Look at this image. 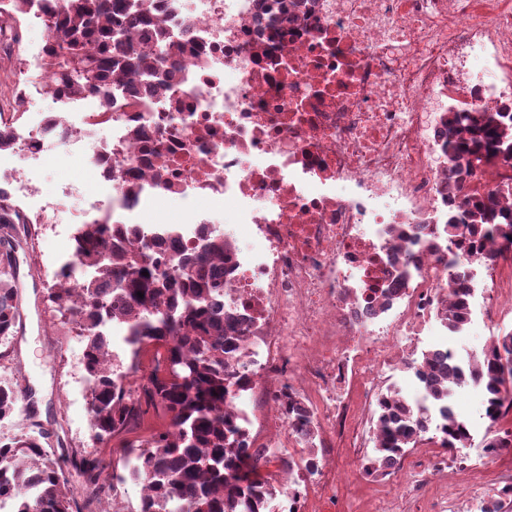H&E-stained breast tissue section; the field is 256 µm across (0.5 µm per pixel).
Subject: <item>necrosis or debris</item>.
I'll use <instances>...</instances> for the list:
<instances>
[{
	"instance_id": "necrosis-or-debris-1",
	"label": "necrosis or debris",
	"mask_w": 512,
	"mask_h": 512,
	"mask_svg": "<svg viewBox=\"0 0 512 512\" xmlns=\"http://www.w3.org/2000/svg\"><path fill=\"white\" fill-rule=\"evenodd\" d=\"M174 36L163 97L125 85L55 93L53 115L0 133L25 161L0 203L20 224H53L58 199L36 204L27 169L57 149L81 156L108 192L86 215L124 224L122 243L172 237L181 251L220 232L231 211L226 307L241 320L235 365L267 408L259 445L303 444L282 402L301 396L323 435L355 419L351 394L378 369L408 368L405 342L431 329L478 268L512 290V253L486 236L450 245L444 226L459 137L453 112H512V0H156ZM168 198L176 222L149 213ZM207 210H199L198 201ZM312 512L336 480L280 469Z\"/></svg>"
}]
</instances>
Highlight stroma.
<instances>
[{
    "label": "stroma",
    "mask_w": 512,
    "mask_h": 512,
    "mask_svg": "<svg viewBox=\"0 0 512 512\" xmlns=\"http://www.w3.org/2000/svg\"><path fill=\"white\" fill-rule=\"evenodd\" d=\"M70 180L81 181L88 194L101 192L83 160L63 150L45 162L38 187L42 196L52 197ZM62 206L60 224H38L28 231H14L19 242L15 252L19 319L12 335L0 341V381L29 391L30 398L12 416L0 420V439L9 440L38 428L46 433L47 445L57 455L97 458L108 477L113 464L122 458L125 443L148 439L153 432L165 428L166 421L150 407L141 415L139 426L102 444L92 440L83 364L86 341L72 325L60 320L47 298V288L52 285L58 266L72 254V240L65 224L81 212L83 201L72 197L63 200ZM511 331L512 307L506 306L494 321L475 313L468 332L449 335L448 342L459 351L475 353ZM357 398L360 420L345 432L336 447L318 451L338 476L336 488L320 512H479L483 501L512 483V459H495L481 467L475 463L479 450L493 434L512 431V413L497 423H489L477 389H461L454 401L456 412L470 422V446L452 455L447 471L436 477L418 499L404 493L417 464V454H410L403 469L390 476L373 478L360 474L356 452L373 450L372 411L376 398L366 391L359 392Z\"/></svg>",
    "instance_id": "stroma-1"
}]
</instances>
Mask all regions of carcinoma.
<instances>
[{
	"label": "carcinoma",
	"mask_w": 512,
	"mask_h": 512,
	"mask_svg": "<svg viewBox=\"0 0 512 512\" xmlns=\"http://www.w3.org/2000/svg\"><path fill=\"white\" fill-rule=\"evenodd\" d=\"M31 6L32 0H0V15L18 22ZM46 14L52 40L42 73L56 76L59 91H101L117 76L125 85H144L159 96L177 78L174 70H159L174 41L156 19L153 0H51ZM136 26L144 29L139 48L132 39ZM454 124L464 133L450 144L459 180L492 157L512 158V112H458ZM501 195H512V186L464 199L448 218V235L464 227L473 235L497 231L512 238V212L500 207ZM11 229L8 209L0 204V240L9 245L0 254V337L10 335L17 320ZM169 249L171 270L166 271L150 245L128 250L112 242V225L87 224L67 268L88 273L59 280L51 289L49 297L84 327L93 438L106 442L140 415L124 376L112 365L111 326L121 332L131 361H138L147 345L168 350L164 364H155L143 386L146 403L162 410L168 424L153 435L151 448L127 450L123 471L112 467V478H130L146 490L139 512H264L266 500L279 493L264 473L272 460L266 449L250 447L246 429L224 415V401L239 383L232 357L241 342L240 319L223 305L230 244L214 234L203 239L194 255L175 254L173 242ZM467 312L466 290L460 287L447 309L449 332L463 324ZM469 370L462 382L483 390L490 424L511 413L512 333L485 346ZM424 388L436 402L448 399L436 377L425 379ZM21 400L22 390L0 382V419L14 414ZM423 429L395 403L379 401L368 472L387 473L390 463L401 462L415 448ZM467 429L465 420L448 409L441 447H463ZM79 466L86 482L101 477L98 462L84 458ZM0 501L12 512H83L61 458L45 450L35 435L0 442ZM511 508L512 485L481 512Z\"/></svg>",
	"instance_id": "cac0c4a2"
}]
</instances>
